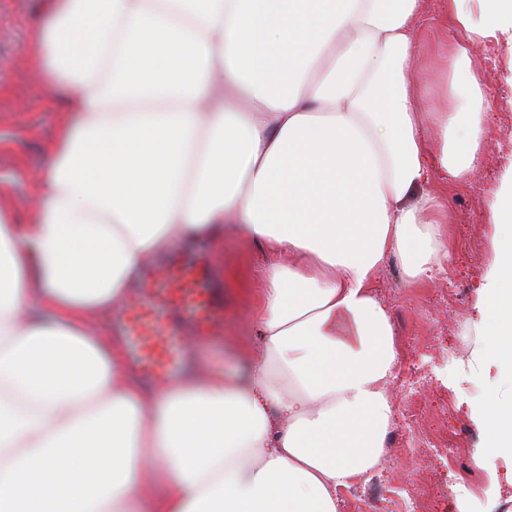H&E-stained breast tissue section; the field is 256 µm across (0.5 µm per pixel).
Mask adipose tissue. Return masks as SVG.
Listing matches in <instances>:
<instances>
[{
    "label": "adipose tissue",
    "instance_id": "obj_1",
    "mask_svg": "<svg viewBox=\"0 0 512 512\" xmlns=\"http://www.w3.org/2000/svg\"><path fill=\"white\" fill-rule=\"evenodd\" d=\"M448 0L453 80L410 92L420 0H43L33 49L72 92L38 220L0 207V512H338L377 468L400 349L375 277L447 255L486 146L469 45L512 40V0ZM438 132L429 138L427 129ZM475 361L512 379V174L490 204ZM232 224L273 258L248 383L149 390L93 315L173 240ZM512 466V401L471 412Z\"/></svg>",
    "mask_w": 512,
    "mask_h": 512
}]
</instances>
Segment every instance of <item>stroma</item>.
<instances>
[{
    "instance_id": "35a3bbf8",
    "label": "stroma",
    "mask_w": 512,
    "mask_h": 512,
    "mask_svg": "<svg viewBox=\"0 0 512 512\" xmlns=\"http://www.w3.org/2000/svg\"><path fill=\"white\" fill-rule=\"evenodd\" d=\"M36 5L37 0H0V205L13 211L21 224L30 223L35 214L38 186L33 174L45 162L49 139L69 118L63 108L47 106V98L56 91L46 83L40 62L26 52L36 27ZM421 11L427 32L414 48L411 93L425 110L447 86L439 46L452 40L455 32L448 22V0H421ZM488 45L483 41L470 47L488 92L490 112L486 149L476 172L469 183L444 192L453 214L448 259L440 273L419 285L407 283L398 260H390L379 270L375 284L401 347L389 385L396 425H403L400 412L408 402L452 404L448 428L456 434L465 463L464 469H450L423 452L394 449L383 457L380 490L406 487L419 478L440 482L451 494L448 500L436 502L435 512H459L463 504L468 512H497L503 491L512 489V482L504 478L492 483L479 454L483 433L470 418L473 406L494 396L512 395V387L505 384L491 391L473 359L474 351L486 342L474 317L493 232L488 203L512 166V133L502 126L507 102L498 95L499 90H512V44L503 37L495 40L492 45L499 57L493 64L485 59ZM177 257L209 260L224 287V327L190 348V366L213 375L245 376L248 364L237 351L244 347L255 354L260 349L251 308L266 255L244 237L228 232L218 240L199 239L189 248L174 241L150 269L158 271Z\"/></svg>"
}]
</instances>
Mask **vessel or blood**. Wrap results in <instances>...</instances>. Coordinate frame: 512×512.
I'll list each match as a JSON object with an SVG mask.
<instances>
[{
	"instance_id": "vessel-or-blood-1",
	"label": "vessel or blood",
	"mask_w": 512,
	"mask_h": 512,
	"mask_svg": "<svg viewBox=\"0 0 512 512\" xmlns=\"http://www.w3.org/2000/svg\"><path fill=\"white\" fill-rule=\"evenodd\" d=\"M224 325L222 292L206 263L177 259L147 277L119 311V331L134 369L148 383L176 380L187 363L185 336L205 341Z\"/></svg>"
}]
</instances>
